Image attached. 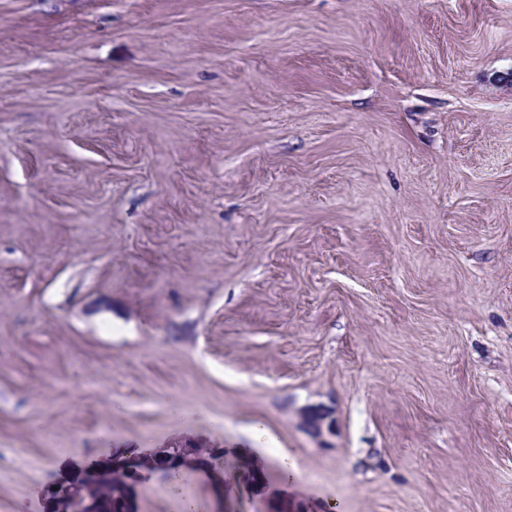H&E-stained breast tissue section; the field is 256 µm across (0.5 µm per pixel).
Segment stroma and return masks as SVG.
I'll list each match as a JSON object with an SVG mask.
<instances>
[{"label": "stroma", "instance_id": "obj_1", "mask_svg": "<svg viewBox=\"0 0 512 512\" xmlns=\"http://www.w3.org/2000/svg\"><path fill=\"white\" fill-rule=\"evenodd\" d=\"M185 440L139 512H512V0H0V512ZM212 450L215 453L214 459L213 453L207 445H189L187 443H184L182 452L180 454V459L178 461V467L176 470L180 471L189 468L195 470H204L209 468L214 469L215 461L218 462L224 460V450L223 448H212Z\"/></svg>", "mask_w": 512, "mask_h": 512}]
</instances>
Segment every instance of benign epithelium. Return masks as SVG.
I'll use <instances>...</instances> for the list:
<instances>
[{
    "label": "benign epithelium",
    "instance_id": "7a95c632",
    "mask_svg": "<svg viewBox=\"0 0 512 512\" xmlns=\"http://www.w3.org/2000/svg\"><path fill=\"white\" fill-rule=\"evenodd\" d=\"M169 452L167 448H150L131 451L126 455H104L94 464L84 468L80 477L89 485L121 470L125 473L123 484L120 486L123 499L122 512H138L136 490L139 485L153 474L167 475L170 469L159 464ZM214 467L213 453L203 444H183L177 470H204ZM70 481L62 480L47 491L45 497V512H98V500L87 494L74 497L69 492Z\"/></svg>",
    "mask_w": 512,
    "mask_h": 512
}]
</instances>
